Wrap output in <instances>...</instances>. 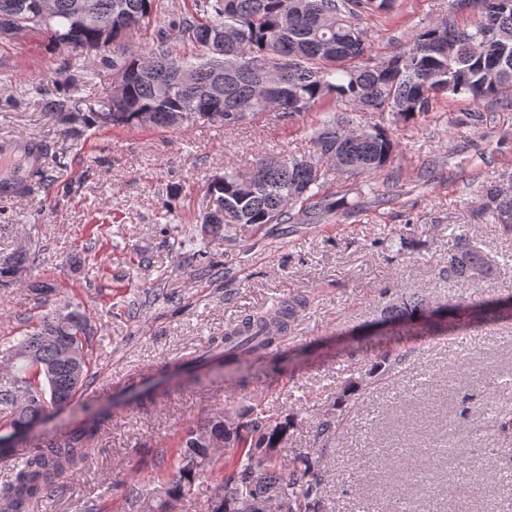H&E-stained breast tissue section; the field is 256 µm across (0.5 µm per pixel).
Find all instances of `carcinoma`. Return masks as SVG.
Here are the masks:
<instances>
[{"label": "carcinoma", "instance_id": "cac0c4a2", "mask_svg": "<svg viewBox=\"0 0 512 512\" xmlns=\"http://www.w3.org/2000/svg\"><path fill=\"white\" fill-rule=\"evenodd\" d=\"M27 0H0L3 16L13 17L14 30H37L58 46L78 55L98 51L102 38L113 42L148 26L161 0H48L49 13L40 16L24 7ZM85 2L87 12L77 13ZM469 5L478 18L469 26L450 22L429 24L412 34L388 56L373 54L362 20L392 12L394 0H192L193 10L175 25L178 36L159 32L148 56L129 45L112 55L109 66L118 76L111 99L103 105L82 98L60 97L41 89L43 107L53 113L65 133L78 137L90 126L139 127V114L151 115L150 125L175 128V116L190 115L188 127L200 121L231 128L254 119L264 101L277 116L294 119L315 113L312 133L317 157H263L247 183L244 173L226 170L222 180L210 181L206 194L224 199V215L202 213L211 231L225 224H313L337 209L339 202L325 191L332 175L352 177L389 170L391 182L400 173L390 169L398 142L390 129L336 118V107L351 105L357 112L391 116L410 123L430 115L440 99L472 103L492 100L512 107V0H455ZM184 40L203 48L199 56L177 49ZM491 112L473 107L458 113L457 127L480 129L493 121ZM480 211L490 213L501 231L512 235V168L480 190ZM448 261L439 277L472 288L490 274L483 251L465 226L449 234ZM29 256L8 257L2 273H15ZM308 304L302 295L276 303L269 311L249 315L213 344L224 348L217 360L233 364L260 358L280 344L282 335ZM431 301L421 292L406 293L383 310L386 336L449 327L467 329L478 320L512 318V285L493 297L466 296L436 307L446 317L422 321ZM66 319L55 311L41 316L39 325L8 338L7 363L0 367V430L22 428L72 404L86 385L92 363V317L80 302L67 301ZM404 357L382 350L350 370L344 392L358 391L371 379L390 373ZM474 395L460 397L451 431L465 429ZM481 423L496 439H512V417L497 413L493 401L482 400ZM107 414L70 429L64 436L43 441L16 461L14 482L0 497V512H26L33 500L50 496L67 473L88 457V444ZM296 413H271L252 406L228 418L222 412L185 429L176 450L177 465L157 483L132 488L129 504L144 498L153 512H167L182 501L217 464L215 445L224 451L230 471L216 486L208 512H263L272 500L277 512H325L327 471L322 456L298 452L285 459L279 449L297 426ZM338 421L324 415L314 430L319 442L336 434ZM390 461L402 483L424 489L419 496H398L389 512H430V478L425 471L404 466L403 450ZM472 460L461 457L448 470L450 486L473 483Z\"/></svg>", "mask_w": 512, "mask_h": 512}]
</instances>
